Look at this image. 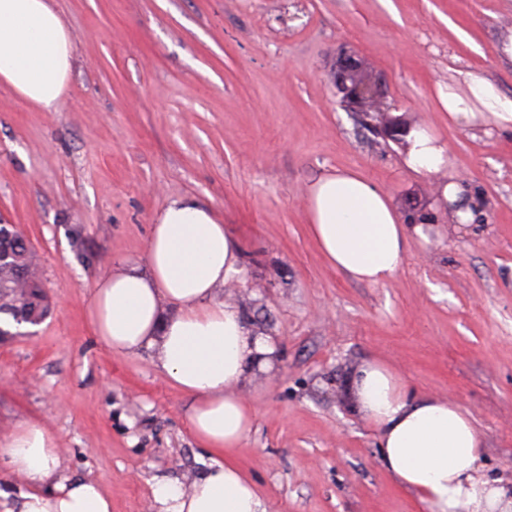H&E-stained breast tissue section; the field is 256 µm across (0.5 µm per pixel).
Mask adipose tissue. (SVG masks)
Instances as JSON below:
<instances>
[{"instance_id":"obj_1","label":"adipose tissue","mask_w":512,"mask_h":512,"mask_svg":"<svg viewBox=\"0 0 512 512\" xmlns=\"http://www.w3.org/2000/svg\"><path fill=\"white\" fill-rule=\"evenodd\" d=\"M74 54L70 32L51 0H0V84L43 112L65 96ZM451 123L512 129V98L481 73L455 72L439 87ZM405 165L433 174L448 165V147L423 129L408 131ZM310 233L329 263L353 280L390 281L407 246L425 235L403 223L383 190L360 174L338 170L306 192ZM148 273L119 261L88 298L96 335L115 354L151 351L154 365L190 399L187 418L203 447L223 463L190 487L161 478L152 486L158 512H267L256 486L229 460L250 431L254 412L239 389L247 375L272 365L275 341L258 332L218 288L241 280V251L213 208L190 197L158 212L148 240ZM360 412L380 434L388 473L427 512H512V484L477 479L483 447L469 412L458 403L411 396L385 367L368 363L350 382ZM0 463L12 482L0 487V512H112L92 478L61 472L55 436L25 420L0 436Z\"/></svg>"}]
</instances>
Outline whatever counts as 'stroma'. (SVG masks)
Returning a JSON list of instances; mask_svg holds the SVG:
<instances>
[{
  "label": "stroma",
  "instance_id": "1",
  "mask_svg": "<svg viewBox=\"0 0 512 512\" xmlns=\"http://www.w3.org/2000/svg\"><path fill=\"white\" fill-rule=\"evenodd\" d=\"M75 47L68 92L42 112L0 86V221L18 225L53 301L35 335L0 344V431L42 421L68 477L98 480L112 512H156L151 487L190 485L211 454L188 400L150 352L119 356L87 301L115 260L147 271L155 215L211 206L244 278L219 289L278 352L241 387L254 408L232 459L267 512H425L379 455L348 382L369 362L416 397L460 404L483 440L478 476L512 481V130L449 123L437 100L469 67L512 96V0H53ZM379 75L408 127L449 148L418 175L403 143L361 129L329 72L341 48ZM336 169L384 190L401 217L424 200L433 232L397 275L356 282L312 239L306 189ZM465 176L474 222L435 203Z\"/></svg>",
  "mask_w": 512,
  "mask_h": 512
}]
</instances>
